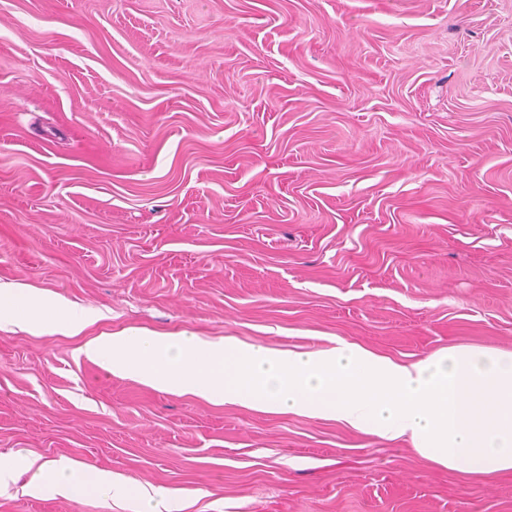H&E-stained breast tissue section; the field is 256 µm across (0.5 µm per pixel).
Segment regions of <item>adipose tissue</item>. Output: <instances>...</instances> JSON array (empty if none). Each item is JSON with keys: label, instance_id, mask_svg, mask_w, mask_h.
Instances as JSON below:
<instances>
[{"label": "adipose tissue", "instance_id": "ef3b65f1", "mask_svg": "<svg viewBox=\"0 0 512 512\" xmlns=\"http://www.w3.org/2000/svg\"><path fill=\"white\" fill-rule=\"evenodd\" d=\"M35 332L77 333L87 319L60 314L48 296L24 288L0 293V322ZM115 375L213 403L269 414L334 420L383 438L409 436L441 467L473 475L512 473V351L453 345L400 363L345 340L311 351H278L233 339L149 331L96 337L84 347ZM34 497L111 494V471H79L63 461L29 462Z\"/></svg>", "mask_w": 512, "mask_h": 512}]
</instances>
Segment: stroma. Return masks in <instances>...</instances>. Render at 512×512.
Instances as JSON below:
<instances>
[{"mask_svg": "<svg viewBox=\"0 0 512 512\" xmlns=\"http://www.w3.org/2000/svg\"><path fill=\"white\" fill-rule=\"evenodd\" d=\"M0 284L92 317L0 328V457L185 512H512L336 421L112 375L125 329L411 362L512 351V0H0ZM0 486V512H135ZM135 496L137 512H182L186 508L184 502L177 496L158 491L152 494H142L138 490L127 488Z\"/></svg>", "mask_w": 512, "mask_h": 512, "instance_id": "1", "label": "stroma"}]
</instances>
